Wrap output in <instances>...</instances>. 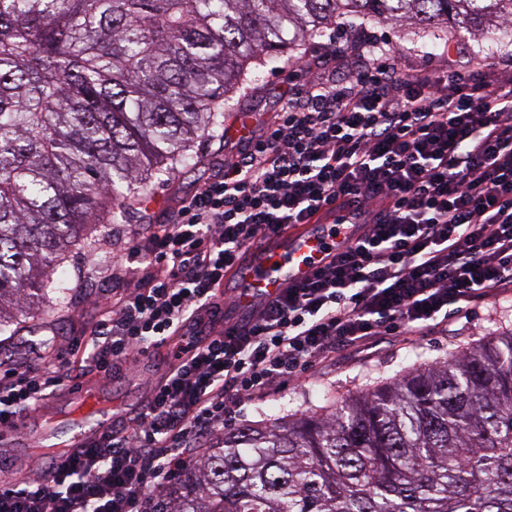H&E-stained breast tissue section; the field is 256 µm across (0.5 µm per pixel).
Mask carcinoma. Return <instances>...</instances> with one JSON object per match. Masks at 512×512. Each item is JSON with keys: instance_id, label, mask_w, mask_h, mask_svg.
I'll use <instances>...</instances> for the list:
<instances>
[{"instance_id": "cac0c4a2", "label": "carcinoma", "mask_w": 512, "mask_h": 512, "mask_svg": "<svg viewBox=\"0 0 512 512\" xmlns=\"http://www.w3.org/2000/svg\"><path fill=\"white\" fill-rule=\"evenodd\" d=\"M476 41L512 0H0V335L72 248L194 168L241 81L336 19ZM160 512H512V330L282 422L224 429Z\"/></svg>"}]
</instances>
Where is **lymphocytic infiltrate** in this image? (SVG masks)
<instances>
[{
	"label": "lymphocytic infiltrate",
	"mask_w": 512,
	"mask_h": 512,
	"mask_svg": "<svg viewBox=\"0 0 512 512\" xmlns=\"http://www.w3.org/2000/svg\"><path fill=\"white\" fill-rule=\"evenodd\" d=\"M404 55L361 30L289 60L319 78L284 95L261 134L243 136L166 222L113 256L108 274L126 286L66 371L0 361V429L14 430L63 382L170 349L140 415L51 459L46 476L1 484L0 512H156L238 400L269 394L313 358L424 335L450 306L512 284V79L497 73L512 54L468 73L408 75ZM342 57L339 80L327 69ZM338 212L358 228L347 250L227 322L218 290L255 243Z\"/></svg>",
	"instance_id": "f902f5d3"
}]
</instances>
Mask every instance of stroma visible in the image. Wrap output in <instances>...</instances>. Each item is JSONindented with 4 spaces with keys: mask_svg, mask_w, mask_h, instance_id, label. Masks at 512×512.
Instances as JSON below:
<instances>
[{
    "mask_svg": "<svg viewBox=\"0 0 512 512\" xmlns=\"http://www.w3.org/2000/svg\"><path fill=\"white\" fill-rule=\"evenodd\" d=\"M368 28L401 43L410 54V65L415 67L430 66L432 55L447 53L457 68L472 70L486 67L501 53L512 50V31L505 28L480 42L454 33L442 41L431 40L420 37L413 29L391 23L372 21ZM308 78L303 71L288 73L269 68L260 82H242L234 96V107L224 114L223 128L197 140L199 166L182 171L171 180L152 183L147 201L137 211L127 213L118 223L99 225L94 242L72 249L57 270L69 287L67 300L50 304L19 335L0 338V360H11L37 371L44 365V354L68 355L74 341L82 339L84 332L101 317L96 300L112 291L111 282L102 279L101 272L111 262L113 250L142 236L146 225L166 221L178 203L193 195L223 164L225 156L236 152L241 121H248L254 132H261L278 111L284 91L301 88ZM509 330L511 285L495 296L471 303L463 312L450 314L447 327L427 336L389 338L361 351L341 353L332 361L314 362L302 381L284 379L273 395L241 401L226 424L235 427L310 410L323 405L329 395L342 397L374 387L412 366L444 360L478 340L481 334ZM168 365V348H152L140 355L132 367L99 383L101 393L112 400L115 420L129 419L142 411Z\"/></svg>",
    "mask_w": 512,
    "mask_h": 512,
    "instance_id": "stroma-1",
    "label": "stroma"
}]
</instances>
